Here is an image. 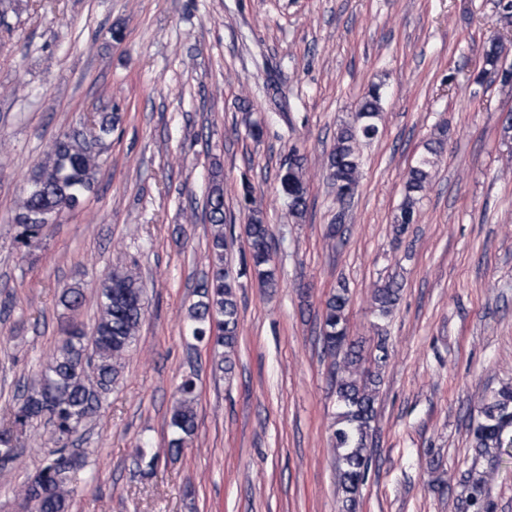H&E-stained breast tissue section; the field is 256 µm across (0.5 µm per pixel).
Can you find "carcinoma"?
Instances as JSON below:
<instances>
[{"mask_svg": "<svg viewBox=\"0 0 512 512\" xmlns=\"http://www.w3.org/2000/svg\"><path fill=\"white\" fill-rule=\"evenodd\" d=\"M505 51L506 43L495 36L489 40L484 58L489 70L504 73L502 82L507 83L512 70L502 67ZM383 97L384 84H371L357 103L353 122L336 132L324 173L339 188L340 203L357 192L361 147L378 137ZM120 121L117 112H100L93 117L88 130L65 133L55 139L28 178L14 210L12 222L18 228L19 243L33 246L48 225L81 205L93 189L106 141ZM442 146L440 139L428 144L427 155L407 171L404 198L395 217L402 231L417 220L419 195L432 180L434 157ZM306 163V156L295 149L288 166L278 175L289 215L297 223L304 221L307 211ZM206 220L210 226V271L198 286V300L188 310L187 326L197 341L222 349L215 367L229 375L234 370L239 342L238 300L235 279L224 266V187L217 169L210 175ZM244 232L249 244L246 267L260 287L275 290L278 280L271 267V231L261 211H251ZM399 292L392 281L374 289L372 300L379 317L391 313ZM98 299L99 317L91 335L75 328L61 341L46 367L24 387L12 425L0 429V476L5 477L18 456L19 434L35 421L49 426L48 441L54 449L19 490L32 512H68L73 474L83 466L84 457L67 453V447L99 412L102 398L112 390L145 315L144 290L138 273L132 269L109 272L99 284ZM60 302L75 311L82 306L83 291L65 288ZM349 303L348 288L338 285L322 305L320 335L324 352L337 359L334 386L338 412L332 424V451L338 460L336 484L342 495V512H357L370 461L369 437L386 355L381 342L377 345L382 355L375 358L376 370L364 366L362 345L350 336ZM196 389L192 378L179 386V397L170 415L171 451L185 447L195 435ZM480 415L472 429L475 451L483 454L490 448L512 449V386L503 385L482 397ZM487 478L488 474L482 473L471 474L465 480L466 508L472 512H491V504L483 498Z\"/></svg>", "mask_w": 512, "mask_h": 512, "instance_id": "obj_1", "label": "carcinoma"}]
</instances>
